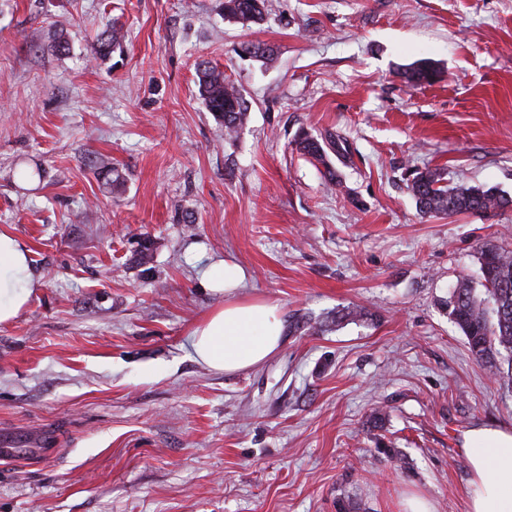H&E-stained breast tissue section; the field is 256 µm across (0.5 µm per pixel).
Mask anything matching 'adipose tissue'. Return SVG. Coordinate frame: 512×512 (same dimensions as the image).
I'll use <instances>...</instances> for the list:
<instances>
[{"label": "adipose tissue", "instance_id": "1", "mask_svg": "<svg viewBox=\"0 0 512 512\" xmlns=\"http://www.w3.org/2000/svg\"><path fill=\"white\" fill-rule=\"evenodd\" d=\"M209 291L224 301L193 327L192 357L226 372L244 370L276 354L284 343L286 323L277 305L243 300L234 291L245 279L240 266L209 263L201 272ZM36 283L28 250L13 234L0 232V323L15 318ZM470 480L466 512H512V429L477 426L464 436Z\"/></svg>", "mask_w": 512, "mask_h": 512}]
</instances>
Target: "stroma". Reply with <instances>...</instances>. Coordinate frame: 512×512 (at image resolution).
<instances>
[{"instance_id":"obj_1","label":"stroma","mask_w":512,"mask_h":512,"mask_svg":"<svg viewBox=\"0 0 512 512\" xmlns=\"http://www.w3.org/2000/svg\"><path fill=\"white\" fill-rule=\"evenodd\" d=\"M113 22L122 53L93 59ZM200 59L250 102L234 138ZM420 59L436 79L407 84ZM302 129L345 139L339 185L296 151ZM410 166L512 195V0H267L249 26L218 0H0V231L39 283L0 324V433L27 451L0 459V512H465L464 434L512 429V389L444 302L480 286V245L512 248V211L422 216ZM218 260L306 321L235 373L188 344Z\"/></svg>"}]
</instances>
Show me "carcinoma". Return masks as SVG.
I'll return each instance as SVG.
<instances>
[{
  "mask_svg": "<svg viewBox=\"0 0 512 512\" xmlns=\"http://www.w3.org/2000/svg\"><path fill=\"white\" fill-rule=\"evenodd\" d=\"M224 17L243 25L264 19L266 0H219ZM121 48L119 29L104 28L94 44V57L106 59ZM240 52L255 58H267L272 49L260 41H246ZM198 93L209 111L224 126V135L233 136L248 110L244 95L224 80V72L208 61L195 63ZM436 69L429 60H420L405 70L408 83L433 79ZM297 151L324 168L332 186L340 185L330 155H344L346 148L332 134L314 136L304 130L295 138ZM406 186L424 216L463 213H494L512 209V196L496 186L451 185L435 170L413 168L405 178ZM478 261L487 267L484 294L477 293L465 279L458 281L445 300L451 322L466 339L471 356L484 364L500 384L512 388V249L497 245L479 247Z\"/></svg>",
  "mask_w": 512,
  "mask_h": 512,
  "instance_id": "carcinoma-1",
  "label": "carcinoma"
}]
</instances>
